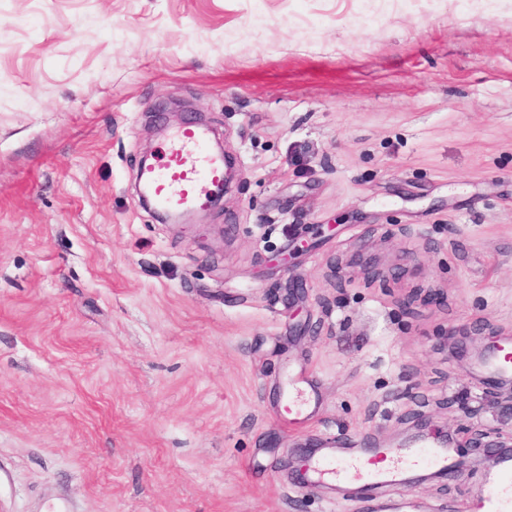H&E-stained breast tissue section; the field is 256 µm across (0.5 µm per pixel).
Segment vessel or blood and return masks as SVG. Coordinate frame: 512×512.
<instances>
[{
    "instance_id": "b4317fda",
    "label": "vessel or blood",
    "mask_w": 512,
    "mask_h": 512,
    "mask_svg": "<svg viewBox=\"0 0 512 512\" xmlns=\"http://www.w3.org/2000/svg\"><path fill=\"white\" fill-rule=\"evenodd\" d=\"M205 130L187 126L180 130L171 143L165 161L151 168L145 175L146 186L154 203L164 210L202 209L210 200L216 184L224 180V164L211 156L205 149ZM485 368L492 374H512V343L502 342L501 346L486 360ZM286 393L305 391L309 398L304 409L291 410L290 425L305 426L323 404L321 396L310 389L307 372L301 371L289 376L285 385ZM375 459H388L386 468L371 471L372 479L382 482H402L406 468L422 464L421 454L414 448H403L393 454L383 449L370 448ZM356 462L338 463L335 457L314 458L310 473L314 482L335 485L342 475L357 470ZM475 512H512V463L503 462L500 471L492 478L489 492L474 506Z\"/></svg>"
}]
</instances>
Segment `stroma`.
<instances>
[{"mask_svg":"<svg viewBox=\"0 0 512 512\" xmlns=\"http://www.w3.org/2000/svg\"><path fill=\"white\" fill-rule=\"evenodd\" d=\"M168 100L236 171L191 226L135 190ZM478 324L512 336V0H0V512H470L481 468L295 464L498 426L443 345ZM309 391L308 402L304 409H294L289 411L288 425L295 427L305 426L312 419L323 404L321 396L311 387L308 379V373L300 370L295 375L289 376L284 391L288 394V398L292 399L294 392Z\"/></svg>","mask_w":512,"mask_h":512,"instance_id":"obj_1","label":"stroma"}]
</instances>
